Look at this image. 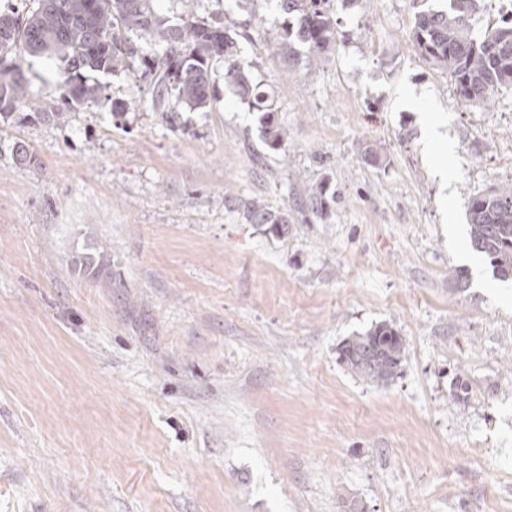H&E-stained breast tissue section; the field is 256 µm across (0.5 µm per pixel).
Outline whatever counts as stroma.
Returning a JSON list of instances; mask_svg holds the SVG:
<instances>
[{"mask_svg":"<svg viewBox=\"0 0 512 512\" xmlns=\"http://www.w3.org/2000/svg\"><path fill=\"white\" fill-rule=\"evenodd\" d=\"M153 6L234 25L288 154L223 82L168 122L137 75L68 106L25 65L30 94L0 117V512H512V282L466 218L512 183V88L461 103L413 44L410 0H332L345 39L309 77L274 46L278 0ZM324 177L333 216L303 218ZM237 196L286 211L287 237L243 223ZM94 250L95 279L74 266ZM379 323L405 340L385 386L337 353Z\"/></svg>","mask_w":512,"mask_h":512,"instance_id":"35a3bbf8","label":"stroma"}]
</instances>
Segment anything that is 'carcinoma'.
<instances>
[{
  "mask_svg": "<svg viewBox=\"0 0 512 512\" xmlns=\"http://www.w3.org/2000/svg\"><path fill=\"white\" fill-rule=\"evenodd\" d=\"M25 12H0V116L11 115L28 94L29 79L16 63L18 53L55 60L67 75L66 101L83 104L102 97L93 73L134 72L154 85V104L169 97L190 110L210 105L217 74L216 58L224 59V84L239 100L259 113L260 136L273 153H286L288 128L274 99L254 85L238 61L239 46L222 23L199 21L182 27L160 19L153 0H27ZM477 0H449L445 10L415 9L412 40L420 57L449 74L458 98L469 105L487 103L501 87H512V21L483 37L473 36L470 21ZM330 0H280L283 13L296 19L274 37L278 52L293 64L312 62L336 49V20ZM149 35L162 49L159 56L142 54L135 38ZM308 207L322 220L336 203L328 180L306 188ZM237 210L247 224H259L277 237L288 233V213L257 199L240 198ZM471 241L486 255L500 280H512V186L495 187L470 197L467 204ZM103 253L76 257L78 271L99 276ZM405 343L393 327L380 323L344 340L339 359L367 382L388 383L401 368Z\"/></svg>",
  "mask_w": 512,
  "mask_h": 512,
  "instance_id": "cac0c4a2",
  "label": "carcinoma"
}]
</instances>
